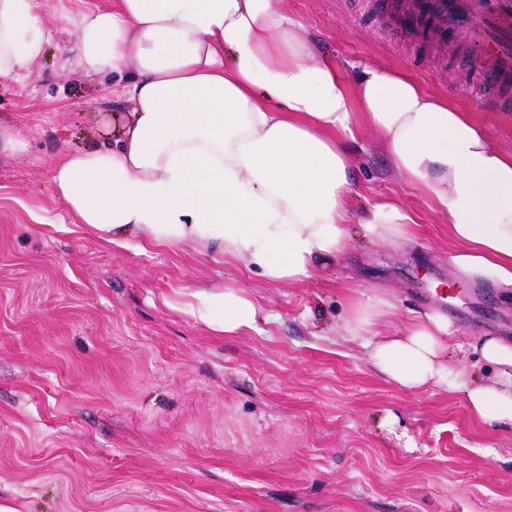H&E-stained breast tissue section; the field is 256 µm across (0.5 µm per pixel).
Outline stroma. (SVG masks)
<instances>
[{
    "mask_svg": "<svg viewBox=\"0 0 512 512\" xmlns=\"http://www.w3.org/2000/svg\"><path fill=\"white\" fill-rule=\"evenodd\" d=\"M108 0H46L34 72L0 78V505L15 512H512V427H487L439 387L407 391L336 326L380 296L385 329L448 317L462 343L512 338V297L457 273L422 189L397 179L359 126L349 167L367 208L397 201L417 233L350 228L314 275L273 282L183 247L139 251L78 230L55 166L118 137L123 81L65 62L64 16ZM388 0H280L316 57L408 70L512 150V112L486 106L460 42L386 24ZM242 292L257 330L213 335L186 311L195 287ZM395 426H388L389 416Z\"/></svg>",
    "mask_w": 512,
    "mask_h": 512,
    "instance_id": "35a3bbf8",
    "label": "stroma"
}]
</instances>
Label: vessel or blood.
<instances>
[{
    "label": "vessel or blood",
    "instance_id": "vessel-or-blood-1",
    "mask_svg": "<svg viewBox=\"0 0 512 512\" xmlns=\"http://www.w3.org/2000/svg\"><path fill=\"white\" fill-rule=\"evenodd\" d=\"M388 17L394 28L420 25L438 41L463 33L474 63L493 78V104L512 110V0H396Z\"/></svg>",
    "mask_w": 512,
    "mask_h": 512
}]
</instances>
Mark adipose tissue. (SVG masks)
<instances>
[{"mask_svg": "<svg viewBox=\"0 0 512 512\" xmlns=\"http://www.w3.org/2000/svg\"><path fill=\"white\" fill-rule=\"evenodd\" d=\"M44 0H0V78L28 77L46 40ZM67 53L89 75L128 76L134 104L119 140L67 156L57 196L107 244L192 246L240 260L272 281L310 277L341 253L349 227L371 239L408 238L394 204L358 215L348 180L354 129L378 130L394 173L420 186L446 217L453 267L512 288V152L469 113L409 75L359 66L347 79L314 58L278 0H110L79 14ZM190 312L215 335L257 327L241 292L195 291ZM388 304L352 305L342 335L407 389L461 394L485 426H512V340L476 347L496 369L483 380L447 318L385 331Z\"/></svg>", "mask_w": 512, "mask_h": 512, "instance_id": "ef3b65f1", "label": "adipose tissue"}]
</instances>
